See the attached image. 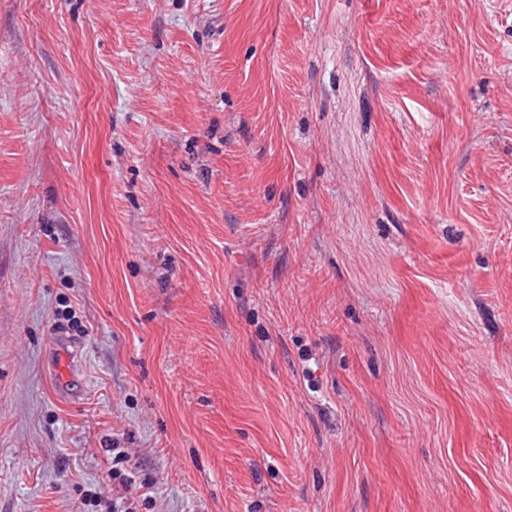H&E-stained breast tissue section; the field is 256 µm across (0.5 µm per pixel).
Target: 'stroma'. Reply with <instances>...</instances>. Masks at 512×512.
<instances>
[{"label": "stroma", "instance_id": "stroma-1", "mask_svg": "<svg viewBox=\"0 0 512 512\" xmlns=\"http://www.w3.org/2000/svg\"><path fill=\"white\" fill-rule=\"evenodd\" d=\"M128 474L512 512V0H0V512Z\"/></svg>", "mask_w": 512, "mask_h": 512}]
</instances>
